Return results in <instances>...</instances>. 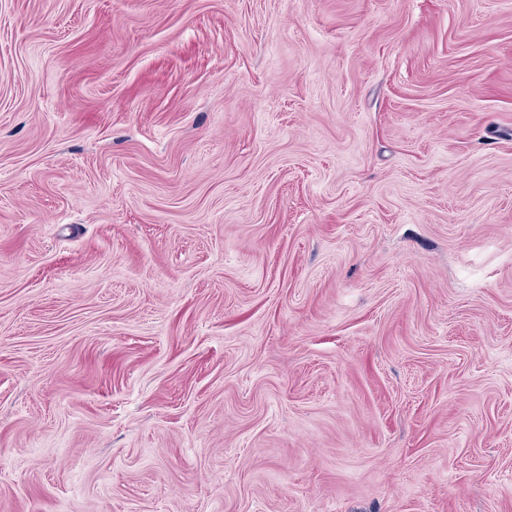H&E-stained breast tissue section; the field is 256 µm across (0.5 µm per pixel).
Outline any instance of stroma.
<instances>
[{
    "mask_svg": "<svg viewBox=\"0 0 512 512\" xmlns=\"http://www.w3.org/2000/svg\"><path fill=\"white\" fill-rule=\"evenodd\" d=\"M0 512H512V0H0Z\"/></svg>",
    "mask_w": 512,
    "mask_h": 512,
    "instance_id": "35a3bbf8",
    "label": "stroma"
}]
</instances>
